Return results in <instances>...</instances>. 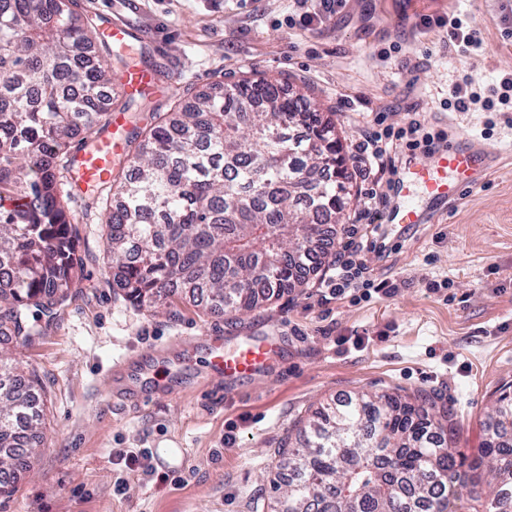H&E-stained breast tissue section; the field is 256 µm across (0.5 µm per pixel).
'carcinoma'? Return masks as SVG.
I'll return each instance as SVG.
<instances>
[{
  "label": "carcinoma",
  "mask_w": 512,
  "mask_h": 512,
  "mask_svg": "<svg viewBox=\"0 0 512 512\" xmlns=\"http://www.w3.org/2000/svg\"><path fill=\"white\" fill-rule=\"evenodd\" d=\"M79 0H0V329L31 342L80 282L67 200L76 136L103 131L101 91L129 68L82 18ZM97 50L87 56L89 48ZM137 102L125 153L97 186L108 229L106 269L127 302L154 315L173 288L198 289L203 308L248 311L303 282L351 196L331 113L300 91L244 77L193 104L160 112ZM121 204L112 206V197ZM307 240L297 246L299 237ZM36 376L0 357V494L31 467L17 432L38 436ZM492 440L476 456L455 446L454 413L421 396L359 393L314 412L304 445L288 449L278 512H455L459 491L512 512V394L500 393Z\"/></svg>",
  "instance_id": "1"
}]
</instances>
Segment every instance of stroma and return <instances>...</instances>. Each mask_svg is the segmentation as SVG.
<instances>
[{
  "mask_svg": "<svg viewBox=\"0 0 512 512\" xmlns=\"http://www.w3.org/2000/svg\"><path fill=\"white\" fill-rule=\"evenodd\" d=\"M80 5L85 16L129 25L131 63H162L155 98L163 109L245 72L285 78L332 108L345 155L365 135L417 118L431 134L481 140L499 161L463 200L402 235L398 251L364 254L365 279L394 291L361 302L325 286L373 186L352 177L317 272L235 316L195 306L182 289L158 316L115 296L99 211L88 197L72 198L81 289L33 343L0 335V351L36 374L45 413L33 467L0 495V512H270L284 441L317 407L357 391L431 394L457 412L462 452L486 447L494 401L512 388V100L491 112H459L450 101L462 79L489 89L512 74V0H347L313 27L285 19L318 10L320 0ZM451 14L476 30L480 51L461 53L421 23ZM259 331L283 341L264 377L227 386L208 373V337ZM122 360L151 362L175 381L146 403L115 397L110 373ZM142 448L181 449L157 467L167 481L128 470L118 456Z\"/></svg>",
  "mask_w": 512,
  "mask_h": 512,
  "instance_id": "1",
  "label": "stroma"
}]
</instances>
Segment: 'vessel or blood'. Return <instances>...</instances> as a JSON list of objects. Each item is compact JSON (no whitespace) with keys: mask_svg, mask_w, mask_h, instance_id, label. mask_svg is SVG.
Instances as JSON below:
<instances>
[{"mask_svg":"<svg viewBox=\"0 0 512 512\" xmlns=\"http://www.w3.org/2000/svg\"><path fill=\"white\" fill-rule=\"evenodd\" d=\"M100 31L104 40L114 45L126 44L130 34L126 23L109 17L103 19ZM152 84V76L147 70L132 67L120 76L116 88L120 93L132 95L149 89ZM104 122L107 130L95 146L76 156L69 174L73 193H84L107 180L113 158L125 148L119 133L120 116H106ZM497 158V153L480 141L468 139L442 145L424 159L407 161L383 216L384 223L398 231L426 223L432 210L456 202L476 186ZM279 350L277 337L268 332L240 338L230 349L223 340L215 338L210 347L211 369L228 382L254 379L268 370Z\"/></svg>","mask_w":512,"mask_h":512,"instance_id":"vessel-or-blood-1","label":"vessel or blood"}]
</instances>
